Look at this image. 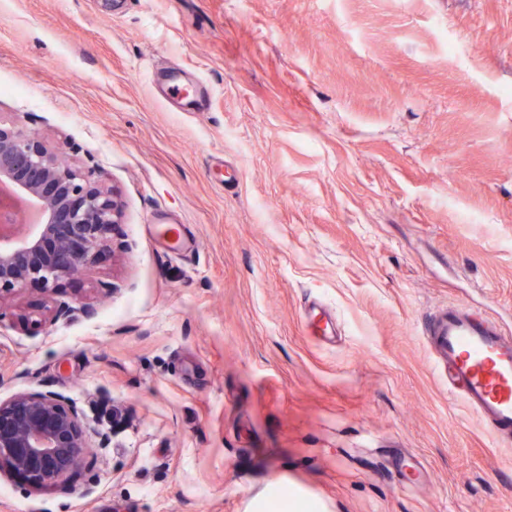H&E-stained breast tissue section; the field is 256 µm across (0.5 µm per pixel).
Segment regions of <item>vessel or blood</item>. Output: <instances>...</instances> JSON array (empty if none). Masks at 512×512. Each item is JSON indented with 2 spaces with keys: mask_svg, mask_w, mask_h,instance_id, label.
<instances>
[{
  "mask_svg": "<svg viewBox=\"0 0 512 512\" xmlns=\"http://www.w3.org/2000/svg\"><path fill=\"white\" fill-rule=\"evenodd\" d=\"M427 340L449 388L495 440H512V336L475 309L450 307L429 320Z\"/></svg>",
  "mask_w": 512,
  "mask_h": 512,
  "instance_id": "obj_1",
  "label": "vessel or blood"
}]
</instances>
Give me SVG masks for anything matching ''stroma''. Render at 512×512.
Returning a JSON list of instances; mask_svg holds the SVG:
<instances>
[{"label": "stroma", "mask_w": 512, "mask_h": 512, "mask_svg": "<svg viewBox=\"0 0 512 512\" xmlns=\"http://www.w3.org/2000/svg\"><path fill=\"white\" fill-rule=\"evenodd\" d=\"M0 120L123 212L89 275L0 303V399L108 437L61 492L0 472V512H512V444L423 334L512 333V0H0ZM93 312L91 304L86 302H75L74 304L68 302H60L54 310L53 318L56 320L63 319L66 321H73L81 317H89Z\"/></svg>", "instance_id": "stroma-1"}]
</instances>
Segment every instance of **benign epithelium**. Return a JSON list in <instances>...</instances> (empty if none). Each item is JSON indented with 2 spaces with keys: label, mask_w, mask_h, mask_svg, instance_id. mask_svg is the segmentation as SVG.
I'll list each match as a JSON object with an SVG mask.
<instances>
[{
  "label": "benign epithelium",
  "mask_w": 512,
  "mask_h": 512,
  "mask_svg": "<svg viewBox=\"0 0 512 512\" xmlns=\"http://www.w3.org/2000/svg\"><path fill=\"white\" fill-rule=\"evenodd\" d=\"M121 211L91 176L21 130L0 124V301L29 283L45 286L90 268L112 247ZM86 302L59 303L53 318L92 314ZM93 430L57 394L18 392L0 399V463L37 490L62 487L92 447Z\"/></svg>",
  "instance_id": "7a95c632"
}]
</instances>
